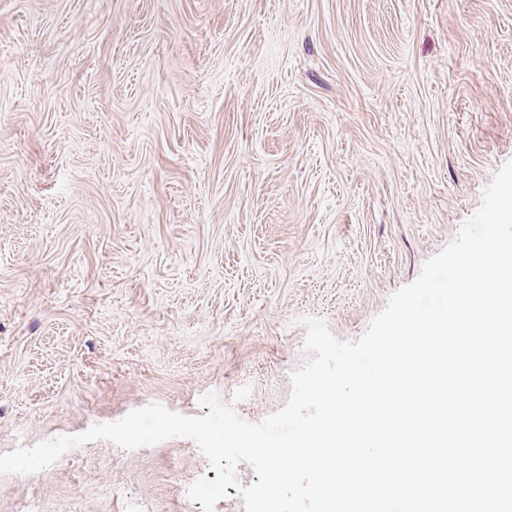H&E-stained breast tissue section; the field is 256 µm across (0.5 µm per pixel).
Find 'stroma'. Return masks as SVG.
<instances>
[{"label":"stroma","mask_w":512,"mask_h":512,"mask_svg":"<svg viewBox=\"0 0 512 512\" xmlns=\"http://www.w3.org/2000/svg\"><path fill=\"white\" fill-rule=\"evenodd\" d=\"M512 159V0H0V453L217 393L256 423ZM188 438L0 512H190Z\"/></svg>","instance_id":"obj_1"}]
</instances>
